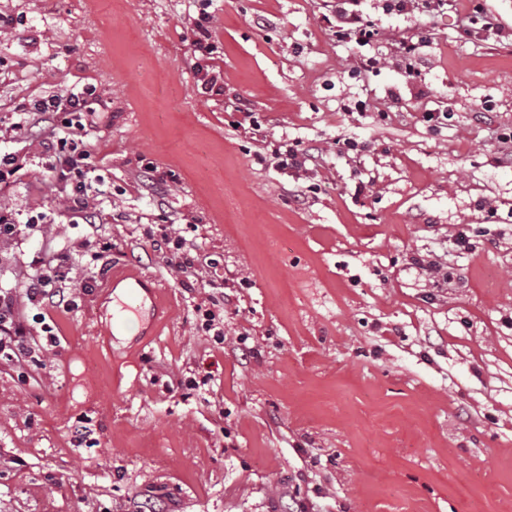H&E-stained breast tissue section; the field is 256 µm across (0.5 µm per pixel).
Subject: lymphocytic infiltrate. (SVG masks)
I'll list each match as a JSON object with an SVG mask.
<instances>
[{"instance_id": "lymphocytic-infiltrate-1", "label": "lymphocytic infiltrate", "mask_w": 512, "mask_h": 512, "mask_svg": "<svg viewBox=\"0 0 512 512\" xmlns=\"http://www.w3.org/2000/svg\"><path fill=\"white\" fill-rule=\"evenodd\" d=\"M331 26L341 42H352L362 47L358 62L363 69L375 67L378 56L375 48L380 31L367 19L362 0H336L332 6ZM213 16L201 12L195 22L191 43L194 66L199 75L203 94L213 96L224 92V76L216 71L212 62L219 44L212 33ZM95 94L93 87L79 92L57 91L21 104L15 112L12 132L27 133L39 123H47V137L43 142L41 165L60 185L66 194L69 214L87 212L92 202L110 197L112 186L97 174L92 162L91 146L86 136L97 125V111L91 105ZM152 241L167 244L169 256L166 263L177 272L192 275L203 266L216 267V260L204 259L198 247L177 234L171 226H161L151 236ZM26 306L39 310L50 302L64 305L72 301V279L69 275L68 257L57 252L53 258H36L31 262V272L23 286ZM16 298L13 293L0 292V359L16 361L29 351L30 327L15 313Z\"/></svg>"}]
</instances>
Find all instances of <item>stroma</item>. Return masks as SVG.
<instances>
[{
	"label": "stroma",
	"instance_id": "stroma-1",
	"mask_svg": "<svg viewBox=\"0 0 512 512\" xmlns=\"http://www.w3.org/2000/svg\"><path fill=\"white\" fill-rule=\"evenodd\" d=\"M469 7L364 0L383 53L364 70L324 0H0L21 21L0 32V131L18 104L93 84L87 140L117 189L70 223L43 128L8 145L24 167L0 207L51 222L0 241V289L65 247L74 303L47 305L40 363L0 361V512H512V164L496 140L512 0H490L491 37L467 33ZM205 8L213 97L191 55ZM424 27L411 78L392 42ZM280 141L312 162L276 168ZM152 224L217 259L226 287L207 268L181 285ZM97 226L120 251L88 289ZM118 272L154 280L158 310L113 322ZM215 302L220 343L198 313ZM382 9L399 15L418 12L425 16L445 14L454 7L456 0H384Z\"/></svg>",
	"mask_w": 512,
	"mask_h": 512
}]
</instances>
